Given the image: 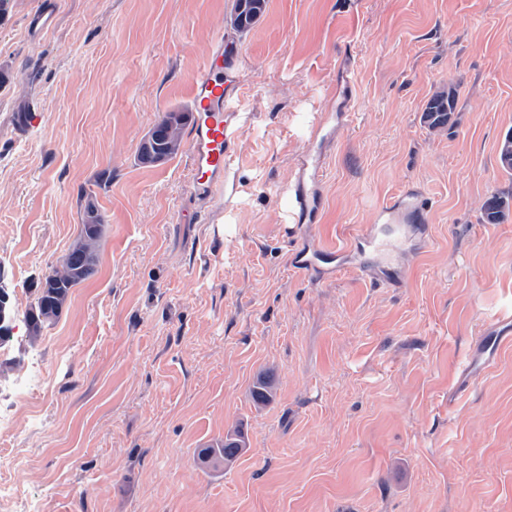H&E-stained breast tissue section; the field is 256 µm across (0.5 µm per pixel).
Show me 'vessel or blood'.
<instances>
[{
  "mask_svg": "<svg viewBox=\"0 0 512 512\" xmlns=\"http://www.w3.org/2000/svg\"><path fill=\"white\" fill-rule=\"evenodd\" d=\"M233 50L223 38L213 42L203 67L191 80V110L193 119L187 138L191 161V189L197 194L210 193L222 185L228 170L233 130L231 118L224 110L225 70L232 61ZM321 165H304L303 180L296 189V203L306 219H315L321 206L319 196L310 194L309 187L318 183ZM336 253L321 247L302 248L295 252L293 264L300 271L308 272L319 263L333 262Z\"/></svg>",
  "mask_w": 512,
  "mask_h": 512,
  "instance_id": "1",
  "label": "vessel or blood"
}]
</instances>
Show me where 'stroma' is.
Instances as JSON below:
<instances>
[{"label": "stroma", "instance_id": "stroma-1", "mask_svg": "<svg viewBox=\"0 0 512 512\" xmlns=\"http://www.w3.org/2000/svg\"><path fill=\"white\" fill-rule=\"evenodd\" d=\"M49 0L0 8V467L37 512H512V0H267L247 33L233 0ZM236 44L238 133L201 199L186 148L142 164L216 36ZM456 87L454 124L428 98ZM38 110L41 122L26 117ZM323 157L312 223L295 173ZM389 259L357 249L403 194ZM104 223L96 273L31 337L26 313ZM339 272L301 273L306 245ZM50 387L14 397L32 374ZM267 378L270 403L256 404ZM240 428L228 466L200 449ZM456 108L455 92H436L427 102L423 113V122L432 132H442L448 127ZM481 208L484 220L489 224H497L510 213L512 200L503 193H497L489 197ZM421 209V204L417 197L413 195H407L404 198H397L396 200L389 203L384 209V213L388 216L390 223H398L401 217L406 212L418 211ZM336 258L335 250L325 249L321 247L301 248L294 253V267L303 272H309L314 268H318V263H333Z\"/></svg>", "mask_w": 512, "mask_h": 512}]
</instances>
